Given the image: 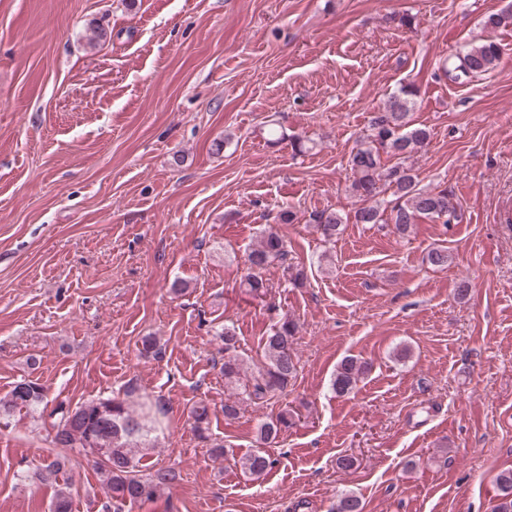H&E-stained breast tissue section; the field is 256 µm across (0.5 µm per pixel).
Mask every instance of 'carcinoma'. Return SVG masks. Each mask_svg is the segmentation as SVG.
<instances>
[{
    "instance_id": "cac0c4a2",
    "label": "carcinoma",
    "mask_w": 512,
    "mask_h": 512,
    "mask_svg": "<svg viewBox=\"0 0 512 512\" xmlns=\"http://www.w3.org/2000/svg\"><path fill=\"white\" fill-rule=\"evenodd\" d=\"M500 47L492 39L473 45L457 55L454 69L465 76L476 77L496 65ZM417 91L412 85H403L398 94L390 96L373 112L367 133L361 136L350 156L352 182L350 190L357 198L354 219L358 224H390L392 232L406 235L411 227L424 219L444 220L449 224L458 219L457 208L448 189L424 191L418 188L417 176L404 160L428 144L426 129L412 124L410 111L415 105ZM390 154L401 162L387 166L383 155ZM392 191L395 203L390 211L380 209L379 197ZM308 223L314 225L326 240L336 236L343 217L335 211H317L309 215ZM289 250L285 238L270 227L261 232L257 243L245 260L241 284L254 297L267 293L269 285L264 271L272 266L283 267L287 281L295 286L306 278L303 267L288 262ZM297 325L288 316L281 317L264 339L263 360L249 377H244V360L235 355L238 338L235 328L229 325L219 333L224 341V384L235 390V396L224 401V418L234 420L241 412V402H265L287 391L297 374V361L293 352ZM368 363L354 357L344 358L331 379L332 391L339 397L351 392L358 377L367 370ZM137 389L130 387L124 397L94 399L65 403L49 398L48 391L32 380L18 382L9 394L0 398V420L16 412L36 413L53 405L51 414L58 417L54 424L53 443L57 448H77L93 458V466L102 478L112 500L120 512L127 505H134L156 495L172 483L176 472L159 468L148 474L142 472L140 463L150 450L148 435L155 430L159 416L164 414L158 401L145 395L139 408L129 404ZM189 417L193 420L199 438L209 441L206 435L210 407L203 401L191 406ZM288 411L261 424L257 443L266 445L276 440L289 426ZM237 463L241 470L258 480L272 467L273 460L263 451L256 450L241 456ZM64 461L58 455H46L31 471H24L21 478L53 488L51 512H71L67 491L68 482H60ZM500 498L492 512H512V471L498 476ZM333 512H363L359 497L342 493L336 499Z\"/></svg>"
}]
</instances>
